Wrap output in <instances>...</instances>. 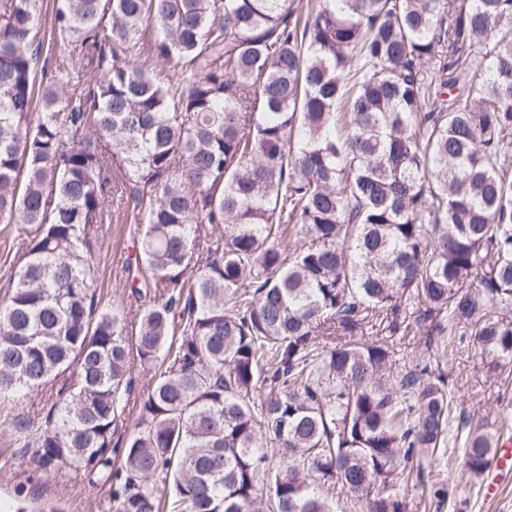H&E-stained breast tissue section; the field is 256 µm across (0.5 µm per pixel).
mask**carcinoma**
I'll return each mask as SVG.
<instances>
[{
    "instance_id": "1",
    "label": "carcinoma",
    "mask_w": 512,
    "mask_h": 512,
    "mask_svg": "<svg viewBox=\"0 0 512 512\" xmlns=\"http://www.w3.org/2000/svg\"><path fill=\"white\" fill-rule=\"evenodd\" d=\"M41 3L0 0V399L56 389L16 427L37 466L115 512H408L453 396L396 369L403 310L512 363V0H62L39 82ZM114 194L131 319L94 264Z\"/></svg>"
}]
</instances>
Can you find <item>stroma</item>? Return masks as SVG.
Segmentation results:
<instances>
[{
	"label": "stroma",
	"mask_w": 512,
	"mask_h": 512,
	"mask_svg": "<svg viewBox=\"0 0 512 512\" xmlns=\"http://www.w3.org/2000/svg\"><path fill=\"white\" fill-rule=\"evenodd\" d=\"M133 241L125 219L105 225L100 233L97 254L98 276L103 300L109 306H126L125 290L117 276L119 255L133 253ZM427 327L408 324L393 336L399 367H412L423 358L440 366L449 376L457 402L451 418L453 427L469 430L481 425L497 431L503 416H512V366L491 371L482 362L474 344L450 351L443 343L426 341ZM46 398L35 392L17 401L0 403V503L27 501L32 507L61 504L65 512H113L107 487L66 473L45 477L34 463V450L24 447L14 423L35 417ZM461 448H441L433 464L426 466L420 486L408 491L409 512H512V480L507 481L495 499H484L481 480L470 477L461 465ZM449 480L450 494L445 503L433 496L436 484Z\"/></svg>",
	"instance_id": "1"
}]
</instances>
